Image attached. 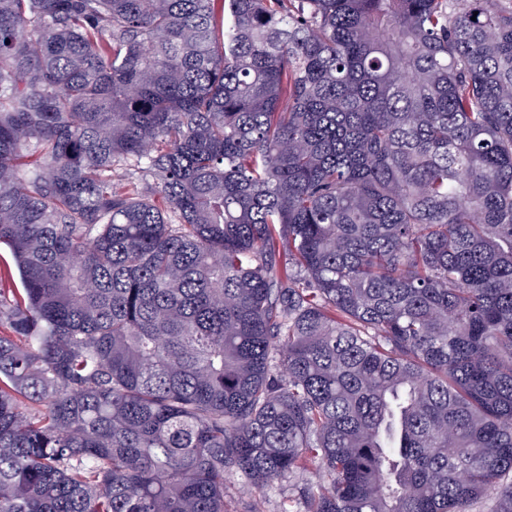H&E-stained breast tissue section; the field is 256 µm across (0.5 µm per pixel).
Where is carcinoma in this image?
<instances>
[{"label":"carcinoma","instance_id":"carcinoma-1","mask_svg":"<svg viewBox=\"0 0 512 512\" xmlns=\"http://www.w3.org/2000/svg\"><path fill=\"white\" fill-rule=\"evenodd\" d=\"M0 244V512H512V0H0ZM22 283L11 250L0 244V290L5 293H21ZM311 474L285 477L276 481L272 486L262 491L252 489L247 481L240 475H228L224 481L227 491V504L229 512H245L241 510L242 503L257 502L261 512H285L300 509L299 505L292 502L294 485L310 478ZM237 507V509H236Z\"/></svg>","mask_w":512,"mask_h":512}]
</instances>
